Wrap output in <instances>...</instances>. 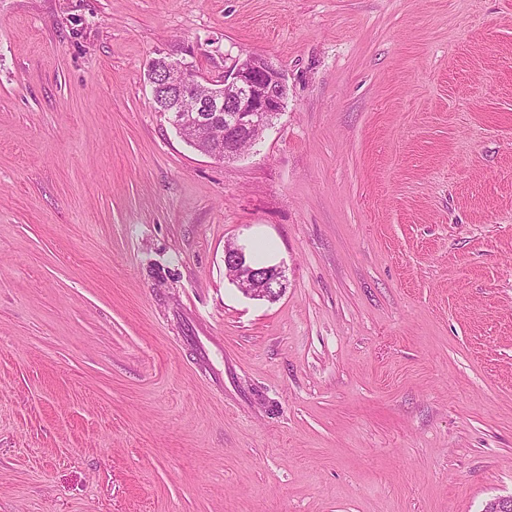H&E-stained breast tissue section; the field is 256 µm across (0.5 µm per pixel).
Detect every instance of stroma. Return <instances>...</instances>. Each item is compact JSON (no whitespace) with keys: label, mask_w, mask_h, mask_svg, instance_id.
Wrapping results in <instances>:
<instances>
[{"label":"stroma","mask_w":512,"mask_h":512,"mask_svg":"<svg viewBox=\"0 0 512 512\" xmlns=\"http://www.w3.org/2000/svg\"><path fill=\"white\" fill-rule=\"evenodd\" d=\"M242 53L288 98L219 161L145 73ZM510 496L512 0H0V512ZM245 247L230 246L224 251V265L234 269V282L241 291L250 297L274 300L285 290L283 271L280 266L271 265L263 269H255L246 263ZM253 266V265H252Z\"/></svg>","instance_id":"stroma-1"}]
</instances>
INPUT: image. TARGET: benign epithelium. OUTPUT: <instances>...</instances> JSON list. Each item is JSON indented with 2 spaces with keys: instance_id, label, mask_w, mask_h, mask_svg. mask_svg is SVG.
I'll use <instances>...</instances> for the list:
<instances>
[{
  "instance_id": "1",
  "label": "benign epithelium",
  "mask_w": 512,
  "mask_h": 512,
  "mask_svg": "<svg viewBox=\"0 0 512 512\" xmlns=\"http://www.w3.org/2000/svg\"><path fill=\"white\" fill-rule=\"evenodd\" d=\"M163 61L149 80L158 111L184 134L202 136L212 126H224V144L208 153L214 159L239 156L236 141L248 132L264 131L284 110L285 75L267 57L249 54L231 60L218 84L189 63L166 57ZM224 265L234 269V282L250 297L274 300L285 290L282 269L251 267L241 245L225 249Z\"/></svg>"
}]
</instances>
